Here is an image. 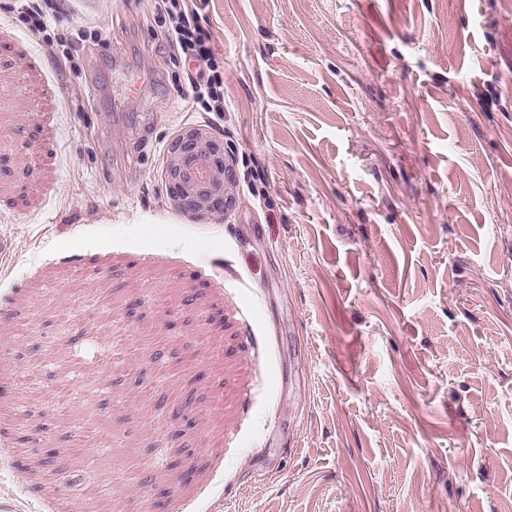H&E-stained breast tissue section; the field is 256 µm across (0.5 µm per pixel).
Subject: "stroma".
I'll return each instance as SVG.
<instances>
[{
  "label": "stroma",
  "instance_id": "35a3bbf8",
  "mask_svg": "<svg viewBox=\"0 0 512 512\" xmlns=\"http://www.w3.org/2000/svg\"><path fill=\"white\" fill-rule=\"evenodd\" d=\"M153 6L0 0V512H512V0H208L220 120ZM54 0H27L22 1L26 2L22 7V11L20 12L22 15V20L27 24L28 31L33 37L42 38V41L47 45H53L54 40L50 34H47V24H46V16L48 13L43 10L41 4L37 2H43L44 6L49 9H54L55 4ZM232 151L202 125L182 130L167 148L166 188L185 214L224 221L237 204Z\"/></svg>",
  "mask_w": 512,
  "mask_h": 512
}]
</instances>
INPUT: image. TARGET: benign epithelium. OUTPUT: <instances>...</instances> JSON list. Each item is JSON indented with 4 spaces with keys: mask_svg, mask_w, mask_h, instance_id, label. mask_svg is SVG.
<instances>
[{
    "mask_svg": "<svg viewBox=\"0 0 512 512\" xmlns=\"http://www.w3.org/2000/svg\"><path fill=\"white\" fill-rule=\"evenodd\" d=\"M165 177L169 202L182 213L222 221L237 204L232 151L202 125L168 146Z\"/></svg>",
    "mask_w": 512,
    "mask_h": 512,
    "instance_id": "benign-epithelium-1",
    "label": "benign epithelium"
}]
</instances>
